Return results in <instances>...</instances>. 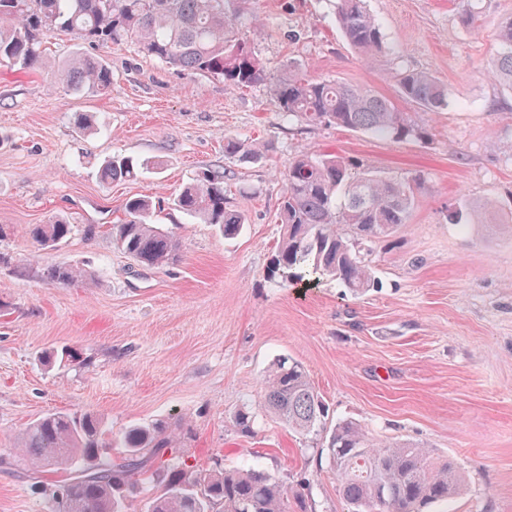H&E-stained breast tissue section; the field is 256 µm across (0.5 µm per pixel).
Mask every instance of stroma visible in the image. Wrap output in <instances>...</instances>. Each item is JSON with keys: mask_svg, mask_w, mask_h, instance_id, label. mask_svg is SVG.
Segmentation results:
<instances>
[{"mask_svg": "<svg viewBox=\"0 0 512 512\" xmlns=\"http://www.w3.org/2000/svg\"><path fill=\"white\" fill-rule=\"evenodd\" d=\"M481 25L463 27L460 0H366L384 49L369 59L349 46L332 0H249L253 24L237 36L269 77L296 64L311 76L365 87L429 129L396 141L330 123L287 119L267 85L228 90L139 53L133 43L95 47L75 34L48 37L49 69L0 68V512H54L63 469L15 465L19 440L48 412L100 414L114 434L166 422L180 431L195 471L261 465L313 512H349L320 452L263 411L274 360L306 368L329 423L352 420L373 437L413 441L453 458L465 487L448 512H512V218L453 224L450 204L512 201V95L487 76L499 20L512 0H479ZM298 39H289V31ZM81 51L112 67L110 93L69 92L53 68ZM429 72L450 105L425 112L400 98L394 74ZM91 115L90 135L77 123ZM237 138L269 147L257 161L224 151ZM367 160L421 182L394 242L369 243L378 285L355 296L332 278L306 287L267 268L282 227L284 174L304 152ZM153 169L109 185L105 157ZM205 169L224 176L229 209L245 215L232 239L171 212L183 185ZM151 196L158 224L180 241L178 262L138 266L112 239L127 198ZM72 224L41 248L32 224ZM86 269L91 281L47 280L50 266ZM71 357L45 365L48 351ZM259 413L253 435L234 414Z\"/></svg>", "mask_w": 512, "mask_h": 512, "instance_id": "obj_1", "label": "stroma"}]
</instances>
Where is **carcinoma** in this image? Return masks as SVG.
Here are the masks:
<instances>
[{
  "instance_id": "carcinoma-1",
  "label": "carcinoma",
  "mask_w": 512,
  "mask_h": 512,
  "mask_svg": "<svg viewBox=\"0 0 512 512\" xmlns=\"http://www.w3.org/2000/svg\"><path fill=\"white\" fill-rule=\"evenodd\" d=\"M246 0H0V66L35 68L45 53L42 36L75 33L97 45L131 42L138 50L189 74L217 77L230 90L269 83L282 112L310 123L328 121L397 141L423 139L428 130L394 103L373 91L338 81L318 80L288 65V74L272 80L252 50L236 38ZM335 15L349 45L361 57L381 49L380 25L365 0H335ZM493 83L512 92V17L499 21L496 50L488 72ZM79 94L112 88V68L102 58L72 56L57 72ZM401 97L426 112L449 105L448 88L432 74L406 69L394 75ZM225 153L256 160L264 147L229 139ZM147 168L127 156H111L97 170L100 182L134 178ZM279 203L282 238L268 277L314 284L323 277L340 281L352 293L375 286L374 269L359 245L391 237L408 223L420 188L416 177H392L350 156L306 153L296 156L285 175ZM174 209L198 224H213L224 237L237 235L244 216L226 207L224 176L200 172L173 200ZM127 220L112 225V238L138 265L155 268L175 263L179 241L155 224L151 197L126 200ZM71 234V225L54 220L35 224L29 237L55 247ZM88 276L72 265H57L47 278L69 284ZM263 405L302 436L325 428L327 409L304 366L277 359L265 382ZM237 430L255 433V415L244 406L233 418ZM117 442V460L104 450ZM330 468L340 480L351 512H427L448 503L462 487L457 463L415 442L375 440L355 422L343 421L327 442ZM179 439L155 422L134 426L110 441L95 413H47L28 426L20 460L35 466H63L71 477L60 486L65 504L56 512H124L127 494L149 482L153 512H288V490L256 468H217L199 473L173 463Z\"/></svg>"
}]
</instances>
